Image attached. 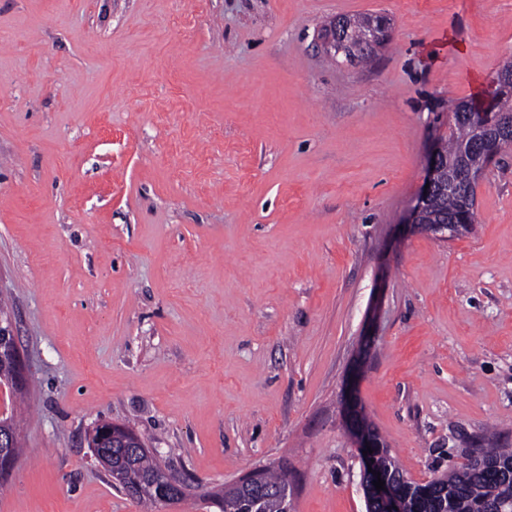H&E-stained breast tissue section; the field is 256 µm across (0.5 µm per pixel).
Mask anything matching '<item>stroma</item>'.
I'll return each instance as SVG.
<instances>
[{"label":"stroma","instance_id":"obj_1","mask_svg":"<svg viewBox=\"0 0 512 512\" xmlns=\"http://www.w3.org/2000/svg\"><path fill=\"white\" fill-rule=\"evenodd\" d=\"M381 14L365 65L317 48ZM512 57V0H0V301L25 386L0 512H143L87 436L190 485L283 468L366 512L357 397L405 476L512 448V148L477 222L406 216L449 101ZM344 22L343 21H336L333 20L329 22V24H326L323 26L320 32L319 40H320V47L322 48L323 52L328 55H333L336 52V45L340 42L345 41V34H344ZM340 53L336 52V55L333 56L334 59H336ZM337 56V57H336Z\"/></svg>","mask_w":512,"mask_h":512}]
</instances>
